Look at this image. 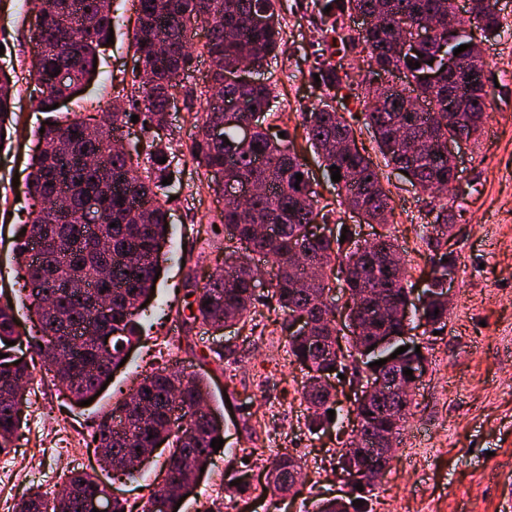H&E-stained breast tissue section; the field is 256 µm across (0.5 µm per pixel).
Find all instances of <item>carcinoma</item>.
Here are the masks:
<instances>
[{"label": "carcinoma", "mask_w": 512, "mask_h": 512, "mask_svg": "<svg viewBox=\"0 0 512 512\" xmlns=\"http://www.w3.org/2000/svg\"><path fill=\"white\" fill-rule=\"evenodd\" d=\"M278 0H137L139 26L131 35L133 67L131 81L121 79L126 107L108 102L90 119L81 116L53 119L44 132H35L38 143L31 156L28 193L46 202L58 193L64 198L51 209L30 212L26 232L16 250L19 255L16 284L25 292L29 331L20 332L13 307L0 305V452L11 451L28 408V385L40 365L52 372L53 381L79 404L97 396L102 379L126 357L139 340L146 309L139 300L152 294L153 279L160 271L167 243V186L170 164L167 143L159 129L166 125L169 91L180 86L179 77L194 60V30L207 27L199 53L209 61L210 86L216 93L206 98L196 117V133L186 150L204 170L208 188L224 200L220 231L233 229L229 240L235 249L225 255L224 265L201 285L186 290V319L216 332L227 323L244 322L257 300L252 287L251 260L259 255L275 268L269 281L271 296L283 312L280 332L293 362H311L301 386L306 405V427L316 434L329 422L336 397L319 383L318 371L337 366L333 376L346 369L343 358L326 359L328 336L336 330L323 302L329 275L345 267L351 312L361 318L371 312L366 295L378 293L388 299L385 313L376 316L371 334L355 333L352 347L358 354L368 349L367 366L401 344L371 348L379 336H397L402 322L397 316L403 303L408 272L403 262L392 260L398 246L391 237L364 241L362 252L352 254L340 243L345 225L328 237H317L311 228L329 223L331 212L318 207L313 177L288 141L257 127L248 141L239 137V123L246 113L270 111L272 83L231 81L227 75L245 59L264 64L274 56L282 40ZM328 12H319V25L335 32L344 26V16H374L378 24L341 38L335 53L360 50L369 64L388 75L405 70L417 77L434 74L433 81L407 88L364 78L355 81L341 62L326 58L316 66L320 84L328 92L347 90L373 132L385 164L405 170L412 183L425 190L448 182V157L437 150L440 142L462 135L473 139L486 119L488 91L482 80L448 75L445 57L470 43L465 24L448 31L451 0H325ZM471 19L484 25L489 37L503 29L492 0H470ZM423 21L437 26L434 43L413 53L402 52L395 30ZM117 24L111 0H52L37 16L31 30L30 75L36 77L39 95L36 110L54 105L72 83L93 71V59L107 44L110 28ZM420 63L415 67L414 63ZM421 100L424 108L412 111L407 94ZM235 100L243 111L224 113V100ZM138 115L141 139L132 154L114 149V142ZM17 125L10 83L0 85V145L11 142ZM219 134H214L215 128ZM305 133L321 161L323 175L340 168L341 205L359 209L365 222L385 223L392 214L389 191L378 166L363 154L355 130L343 113L328 104L309 113ZM302 181H296V174ZM299 187H294V184ZM253 184L257 193L243 209L228 186ZM94 202L98 225L90 228L85 208ZM116 226H111V223ZM448 253L431 258L429 300L418 320L431 331L448 322L440 301L446 287ZM308 315L310 337L292 331L295 314ZM99 336L112 337L103 349ZM15 345L9 346L7 342ZM209 386L197 373L183 374L167 368L146 373L130 391L101 416L94 434L96 447L105 449L99 468L113 471L129 481L142 471L141 455L147 448L167 443L160 472L176 470L186 475L197 463L211 464L213 439L223 437V419L209 407L201 408ZM411 398L384 396L371 406L399 416L406 422ZM360 444L348 440L336 453V473L354 464ZM273 476L272 491L284 494L293 487L292 471L301 460L287 453L267 459ZM64 490L50 498L31 489L12 507V512H85L89 499L105 491L96 471L72 470L61 479ZM372 489L352 490L341 500L316 505V512H369Z\"/></svg>", "instance_id": "cac0c4a2"}]
</instances>
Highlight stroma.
Wrapping results in <instances>:
<instances>
[{
  "label": "stroma",
  "mask_w": 512,
  "mask_h": 512,
  "mask_svg": "<svg viewBox=\"0 0 512 512\" xmlns=\"http://www.w3.org/2000/svg\"><path fill=\"white\" fill-rule=\"evenodd\" d=\"M313 3L281 0L284 43L263 68L275 94L267 125L284 133L303 163L316 171L302 122L315 105L333 104L353 125L359 148L382 165L357 103L331 99L310 74L312 45L321 35ZM497 7L504 31L484 47L489 116L477 140L456 156L461 187L447 235L425 234L423 226L433 221L440 198L411 185L401 172L383 170L393 207L386 224L357 223L339 207L335 183L316 179L319 203L332 210L333 222L353 225L366 240L380 234L395 240L416 290L425 287L434 251L450 253L455 263L448 325L418 338L429 369L415 391L395 457L374 490L371 512H512V0H498ZM112 8L123 27L103 47L95 72L59 102L58 114L96 112L99 103L116 95L113 79L130 72L134 2L113 0ZM34 14L31 0H6L0 11V71L12 79L20 115L11 143L0 150V303L17 296L18 230L34 204L26 185L29 162L34 132L46 118L31 106L36 86L27 72ZM194 116L191 107L172 112L169 143L168 244L187 261L164 263L139 347L91 404H71L43 368L34 370L27 421L13 451L0 458V512H11L32 485L53 494L64 472L95 467L91 433L99 416L111 409L118 390L128 389L146 370L164 366L206 375L209 404L224 416V447L183 499L180 512H313L318 500L340 493L333 466L351 435L350 422L343 417L329 429L308 432L299 395L304 374L288 355L279 332L282 313L266 302V289H259L263 302L245 323L220 333L187 324L178 314L186 279L205 281L233 248L227 239L210 236L222 203L186 152L196 131ZM225 345L235 350L231 359L203 361L209 349ZM276 452L304 463L296 495L229 497L224 487L235 470H248L254 485H261L265 460Z\"/></svg>",
  "instance_id": "1"
}]
</instances>
